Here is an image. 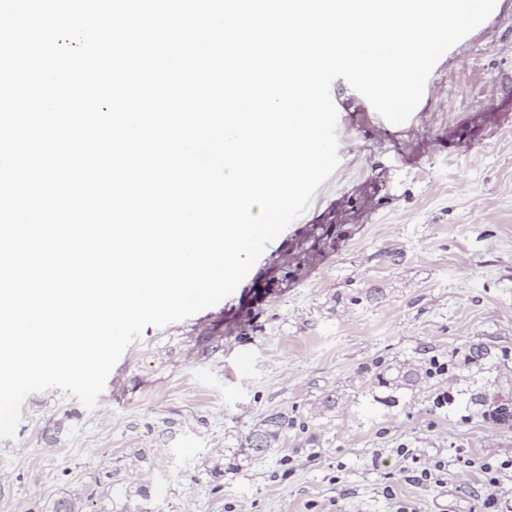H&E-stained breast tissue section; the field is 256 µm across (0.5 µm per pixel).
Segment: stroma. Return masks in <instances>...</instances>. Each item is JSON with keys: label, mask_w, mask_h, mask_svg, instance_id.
I'll return each mask as SVG.
<instances>
[{"label": "stroma", "mask_w": 512, "mask_h": 512, "mask_svg": "<svg viewBox=\"0 0 512 512\" xmlns=\"http://www.w3.org/2000/svg\"><path fill=\"white\" fill-rule=\"evenodd\" d=\"M331 97L339 165L305 212L232 294L146 327L94 408L29 395L0 440V512H493L490 482L512 486V428L486 417L512 401V0L443 54L404 123L344 79ZM365 288L377 300L353 303ZM423 343L458 371L383 405L362 366ZM478 344L489 358L465 365ZM279 412L295 427L240 461Z\"/></svg>", "instance_id": "obj_1"}]
</instances>
